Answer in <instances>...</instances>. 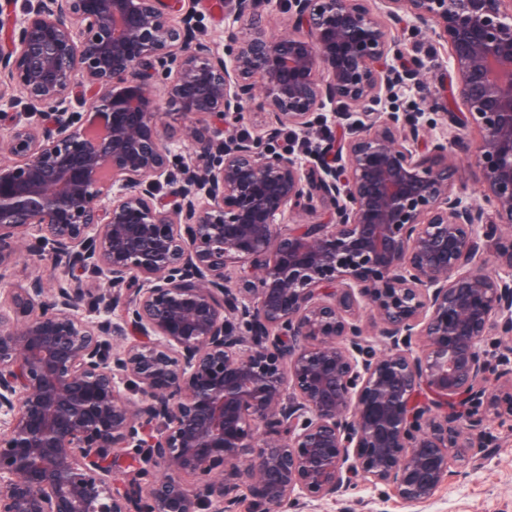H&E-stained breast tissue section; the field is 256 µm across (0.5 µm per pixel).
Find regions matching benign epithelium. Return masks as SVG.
<instances>
[{
  "mask_svg": "<svg viewBox=\"0 0 512 512\" xmlns=\"http://www.w3.org/2000/svg\"><path fill=\"white\" fill-rule=\"evenodd\" d=\"M184 2L0 4V279L31 229L50 264L0 309V512L425 503L512 418V0H283L270 33L225 0L222 54ZM409 20L443 138L379 109L425 80ZM399 48L404 57L417 56L425 68V83L419 88L401 91L399 97L386 103L385 112H422V119L433 128V133L446 132L442 111L425 107L424 103L448 93V47L439 45L423 26L414 35L402 32L398 36ZM443 44V45H442ZM457 166L456 187L468 201L482 203L480 199V190L473 181L472 169L470 168L469 161L462 158L457 161Z\"/></svg>",
  "mask_w": 512,
  "mask_h": 512,
  "instance_id": "obj_1",
  "label": "benign epithelium"
}]
</instances>
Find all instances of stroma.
<instances>
[{
	"instance_id": "35a3bbf8",
	"label": "stroma",
	"mask_w": 512,
	"mask_h": 512,
	"mask_svg": "<svg viewBox=\"0 0 512 512\" xmlns=\"http://www.w3.org/2000/svg\"><path fill=\"white\" fill-rule=\"evenodd\" d=\"M398 40L404 56L422 61L426 81L421 87L401 91L385 109L421 113L434 133H442L446 121L427 103L448 91V49L422 27L415 34L399 35ZM477 456L475 464L454 463L445 485L423 504H406L387 487L377 485L352 488L336 500L314 502L302 509L292 506L288 512H512V421L491 422Z\"/></svg>"
}]
</instances>
